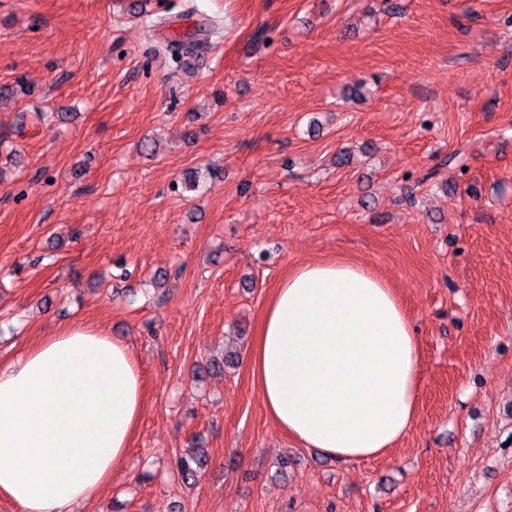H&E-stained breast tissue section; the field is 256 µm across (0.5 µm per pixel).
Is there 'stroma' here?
<instances>
[{"label":"stroma","mask_w":512,"mask_h":512,"mask_svg":"<svg viewBox=\"0 0 512 512\" xmlns=\"http://www.w3.org/2000/svg\"><path fill=\"white\" fill-rule=\"evenodd\" d=\"M133 2L0 0V86L27 81L0 99V367L82 321L144 382L79 512H512V0ZM336 260L396 288L421 355L412 429L351 464L244 362L288 270Z\"/></svg>","instance_id":"1"}]
</instances>
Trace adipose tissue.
Wrapping results in <instances>:
<instances>
[{
	"mask_svg": "<svg viewBox=\"0 0 512 512\" xmlns=\"http://www.w3.org/2000/svg\"><path fill=\"white\" fill-rule=\"evenodd\" d=\"M419 338L393 288L344 262L307 263L277 285L245 363L288 436L343 463L410 431ZM143 383L129 341L58 325L0 368V495L18 512H77L125 467Z\"/></svg>",
	"mask_w": 512,
	"mask_h": 512,
	"instance_id": "obj_1",
	"label": "adipose tissue"
}]
</instances>
